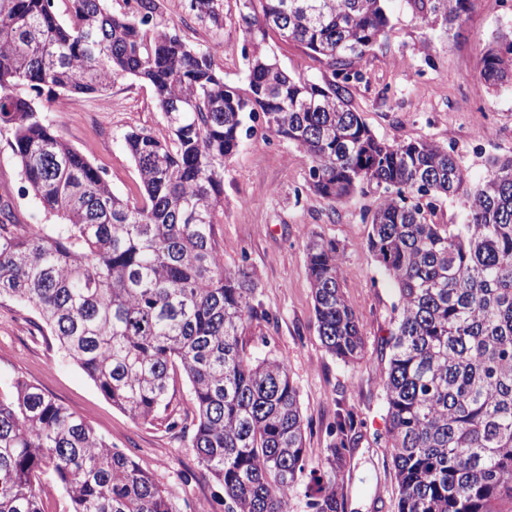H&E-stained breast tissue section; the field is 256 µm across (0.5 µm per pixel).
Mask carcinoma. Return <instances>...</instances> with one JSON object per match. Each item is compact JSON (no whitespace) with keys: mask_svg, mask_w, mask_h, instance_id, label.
I'll return each instance as SVG.
<instances>
[{"mask_svg":"<svg viewBox=\"0 0 512 512\" xmlns=\"http://www.w3.org/2000/svg\"><path fill=\"white\" fill-rule=\"evenodd\" d=\"M0 0V125L13 133L25 190L60 222L20 232L0 206V300L34 308L65 356L136 420L166 414L182 373L195 409L192 448L224 489L227 512H344L338 476L357 441L352 414L332 426L308 468L305 423L288 364L246 350L257 280L224 268L214 242L224 217V162L262 120L295 144L309 187L330 205L373 189L381 202L368 246L398 287L382 388L396 474V512H512V158L474 181L432 141L389 144L349 107V83L385 37L387 0H238L244 88L224 82L218 46L159 28V0L132 14L104 0ZM201 25L224 29V0H185ZM427 25L463 22L470 0H407ZM325 60L332 80L292 77L266 48L268 30ZM134 77L154 90L166 135L125 142L143 186L130 204L46 120L28 91L107 96ZM487 90L512 89V32L482 57ZM462 224H435L442 198ZM306 265L318 332L335 358L365 343L342 291L343 249L314 235ZM70 512H180L170 493L74 412L20 378L0 394V512H45L42 479Z\"/></svg>","mask_w":512,"mask_h":512,"instance_id":"cac0c4a2","label":"carcinoma"}]
</instances>
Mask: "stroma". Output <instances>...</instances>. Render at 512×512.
<instances>
[{"label": "stroma", "mask_w": 512, "mask_h": 512, "mask_svg": "<svg viewBox=\"0 0 512 512\" xmlns=\"http://www.w3.org/2000/svg\"><path fill=\"white\" fill-rule=\"evenodd\" d=\"M389 8L386 38L366 59L363 80L348 87L350 107L379 139L448 146L474 180L483 179L489 158L512 157V91L490 94L478 82L484 51L500 31L512 27V13L502 10L499 0H471L463 23L448 28L426 26L406 0H391ZM156 22L200 48L221 39L224 80L244 85L247 68L236 0H224V28L217 36L190 20L183 0H161ZM267 44L288 74L321 84L330 80L325 62L303 45L275 33ZM478 105L490 114V130L476 139L471 130ZM44 110L67 143L88 151L116 194L139 200L141 182L124 137L138 129L163 133L150 85L130 77L113 84L107 98L71 95L45 103ZM11 138V129L0 126V202L10 204L20 227L49 224L33 194L24 189ZM378 203L372 191L334 206L312 193L299 148L259 123L224 165V221L215 227L225 267L245 266L257 275L256 301L267 316L253 321L247 349L287 362L307 424L310 465L324 458L338 414L352 413L360 423L344 472L345 512H395L396 479L384 440L382 382L398 292L368 248ZM316 234L335 239L344 249L342 288L365 341L364 357L355 364L333 357L318 333L305 260V246ZM17 377L38 385L109 444L131 455L177 505L199 500L207 512H224V490L191 446L194 412L186 379H177L171 393L178 427L132 419L64 358L33 309L1 300L0 392L8 393Z\"/></svg>", "instance_id": "stroma-1"}]
</instances>
